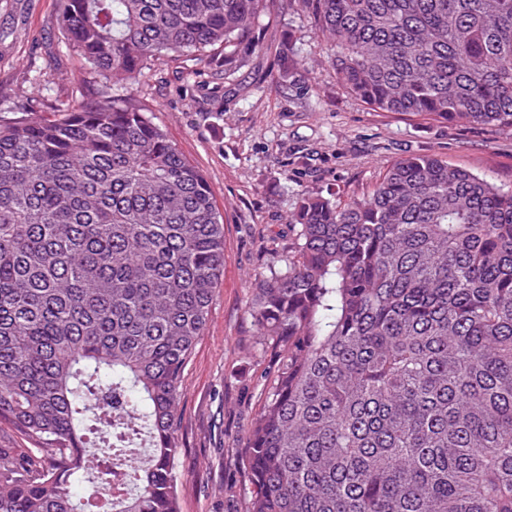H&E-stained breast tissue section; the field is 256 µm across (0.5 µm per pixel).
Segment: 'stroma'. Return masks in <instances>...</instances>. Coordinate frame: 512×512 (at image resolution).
Masks as SVG:
<instances>
[{
  "label": "stroma",
  "mask_w": 512,
  "mask_h": 512,
  "mask_svg": "<svg viewBox=\"0 0 512 512\" xmlns=\"http://www.w3.org/2000/svg\"><path fill=\"white\" fill-rule=\"evenodd\" d=\"M260 49L233 73L224 50L113 78L209 182L224 220V274L181 378L175 460L180 512H248L242 467L280 356L250 315L259 275L294 241L305 195L346 202L394 161L436 156L512 191V130L370 109L342 89L331 42L295 0H274L255 26ZM100 82L70 50L56 0H0V120L52 119L93 100Z\"/></svg>",
  "instance_id": "1"
}]
</instances>
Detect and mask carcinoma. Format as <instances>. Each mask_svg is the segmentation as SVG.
<instances>
[{
	"label": "carcinoma",
	"mask_w": 512,
	"mask_h": 512,
	"mask_svg": "<svg viewBox=\"0 0 512 512\" xmlns=\"http://www.w3.org/2000/svg\"><path fill=\"white\" fill-rule=\"evenodd\" d=\"M269 2L59 0L102 89L0 123V421L40 453L0 448V512H180L181 375L223 218L108 83L218 44L231 71ZM298 3L371 108L512 130V0ZM292 222L250 309L282 352L247 436L248 512H512V192L415 154L345 204L302 197ZM139 421L146 458L126 444Z\"/></svg>",
	"instance_id": "cac0c4a2"
}]
</instances>
